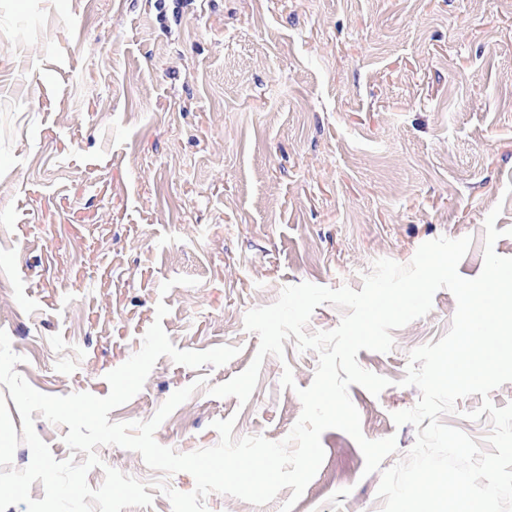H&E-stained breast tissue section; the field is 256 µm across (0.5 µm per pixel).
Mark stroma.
I'll use <instances>...</instances> for the list:
<instances>
[{
  "instance_id": "obj_1",
  "label": "stroma",
  "mask_w": 512,
  "mask_h": 512,
  "mask_svg": "<svg viewBox=\"0 0 512 512\" xmlns=\"http://www.w3.org/2000/svg\"><path fill=\"white\" fill-rule=\"evenodd\" d=\"M36 18L26 37L16 17ZM512 257V0H0V329L16 371L54 396H107L108 372L142 345L158 303L171 342L238 347L226 364L160 357L109 421H146L177 390L193 394L155 440L186 454L233 435L284 439L318 356L284 343L247 402L208 387L243 372L257 334L246 313L308 282L361 290L376 259L409 263L441 236H471L461 276L484 264L494 207ZM453 294L362 350L387 378L349 396L370 440L415 443L395 412L410 352L450 329ZM291 368L295 389L282 388ZM292 512H382L380 473L344 431ZM102 466L143 483L164 476L135 451L98 447Z\"/></svg>"
}]
</instances>
